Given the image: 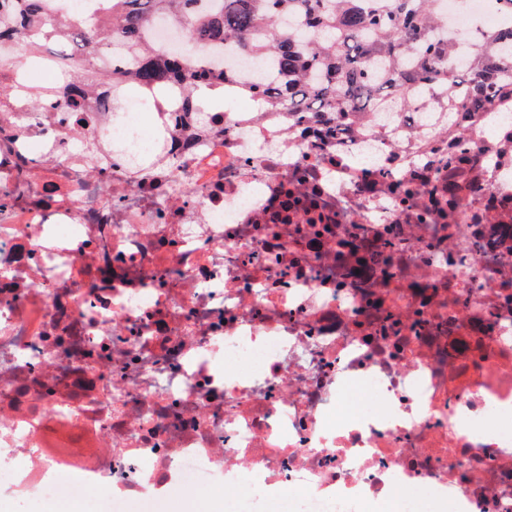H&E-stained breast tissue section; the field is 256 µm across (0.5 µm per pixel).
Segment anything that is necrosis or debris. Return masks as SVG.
Returning a JSON list of instances; mask_svg holds the SVG:
<instances>
[{
  "instance_id": "necrosis-or-debris-1",
  "label": "necrosis or debris",
  "mask_w": 512,
  "mask_h": 512,
  "mask_svg": "<svg viewBox=\"0 0 512 512\" xmlns=\"http://www.w3.org/2000/svg\"><path fill=\"white\" fill-rule=\"evenodd\" d=\"M46 11L112 20L103 0ZM439 12L456 55L512 22L498 0ZM185 30L151 22L141 48L264 82ZM14 53L0 42V69L51 87L0 114V493L160 512L221 487L224 512H416L421 484L457 512H512L511 110L473 117L447 204L421 113L327 132L231 90L202 126L186 82L163 109ZM75 88L88 122L65 110Z\"/></svg>"
}]
</instances>
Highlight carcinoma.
I'll use <instances>...</instances> for the list:
<instances>
[{"label": "carcinoma", "mask_w": 512, "mask_h": 512, "mask_svg": "<svg viewBox=\"0 0 512 512\" xmlns=\"http://www.w3.org/2000/svg\"><path fill=\"white\" fill-rule=\"evenodd\" d=\"M46 0H0V40L17 41L23 54H41L48 33L55 31L44 11ZM121 5L112 27L123 37L128 55L112 75H121L126 90L159 95L190 68L177 50L144 53L138 46L148 21L161 16L190 18L186 32L198 45L238 39L242 52L271 55L269 82L252 97L265 106L273 102L300 120L328 127L340 114L402 111L414 97L428 100L429 112L444 113L448 135V200L458 195L464 168L458 136L473 112L491 102L512 106V23L477 36V47L459 64L448 50V35L432 20L438 0H219L206 12L204 0H111ZM88 47L82 35H71L70 51L80 49L77 66L88 79L105 83L95 67L96 54L106 48L100 26L91 29ZM225 73L199 70L188 89L196 99L202 89H224Z\"/></svg>", "instance_id": "cac0c4a2"}]
</instances>
